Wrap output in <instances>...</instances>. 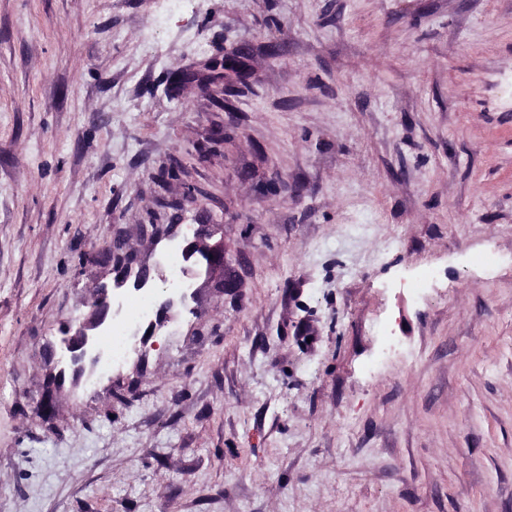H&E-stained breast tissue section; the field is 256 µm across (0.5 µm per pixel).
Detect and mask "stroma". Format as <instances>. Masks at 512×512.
<instances>
[{"label": "stroma", "instance_id": "1", "mask_svg": "<svg viewBox=\"0 0 512 512\" xmlns=\"http://www.w3.org/2000/svg\"><path fill=\"white\" fill-rule=\"evenodd\" d=\"M156 218L237 288L44 423L86 255ZM0 512H512V0H0ZM186 229L187 232L184 234L183 240L187 241L189 239H192L191 243H193V250L199 251L203 256L206 257L207 260H209V264L204 268H201L195 276H200L202 275V273H204L205 276L209 278V268L211 264H216L217 267L224 266V250L219 255V257H221V262H212L211 260L213 258L209 255L208 250L215 244L222 243L217 242L213 245H210L208 241L211 240L218 233H221L222 237L224 238V227L223 225L220 224H187Z\"/></svg>", "mask_w": 512, "mask_h": 512}]
</instances>
